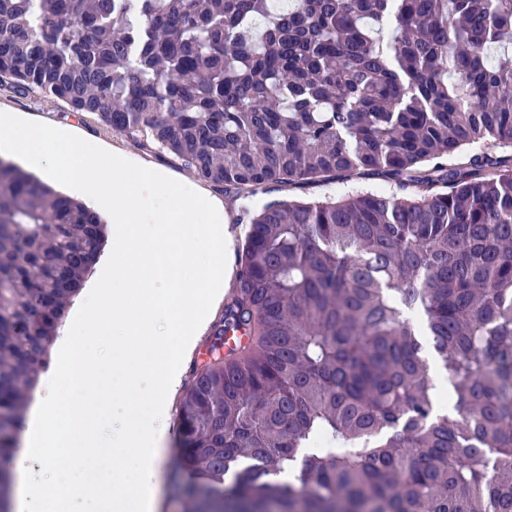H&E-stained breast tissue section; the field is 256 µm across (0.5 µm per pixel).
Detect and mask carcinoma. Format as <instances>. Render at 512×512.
<instances>
[{
  "mask_svg": "<svg viewBox=\"0 0 512 512\" xmlns=\"http://www.w3.org/2000/svg\"><path fill=\"white\" fill-rule=\"evenodd\" d=\"M0 90L246 201L178 411L192 512H512V0H0ZM354 177L393 192L247 204ZM105 241L0 158V512ZM1 110L26 112V114H28L32 119L47 123L60 122L63 124H69L82 138L90 139L98 145L110 150L119 149L143 164H156L168 167L172 171L192 179L200 185L207 187L213 193L221 196L224 199L228 228L235 238V253L233 256L235 272L231 282L225 288L226 301L229 299L233 293L237 273L240 269L239 255L244 241L245 224H240L238 223L239 221H237V215L241 205L240 201H233L225 196L224 193L217 192L209 184L197 179L192 172L184 168L179 162L172 160L169 156L159 155L152 151L143 149L132 140L103 129L101 124L94 119L87 117L84 119L76 118L73 112L62 103L52 104L45 107H33L26 98L12 92L1 90L0 111Z\"/></svg>",
  "mask_w": 512,
  "mask_h": 512,
  "instance_id": "1",
  "label": "carcinoma"
}]
</instances>
